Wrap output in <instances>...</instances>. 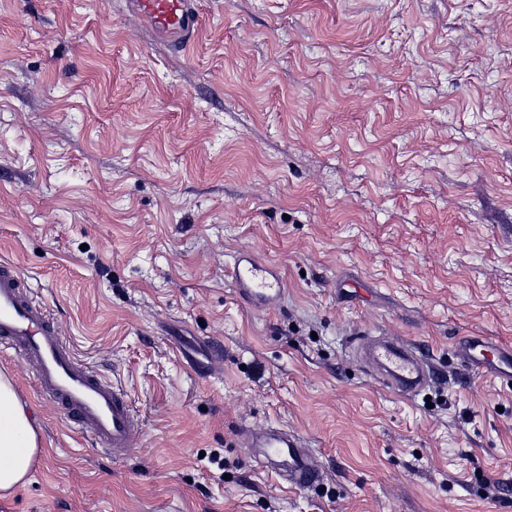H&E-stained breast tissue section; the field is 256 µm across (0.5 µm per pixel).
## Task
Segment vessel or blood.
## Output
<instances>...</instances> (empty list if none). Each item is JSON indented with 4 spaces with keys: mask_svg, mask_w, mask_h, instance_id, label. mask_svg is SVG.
I'll return each instance as SVG.
<instances>
[{
    "mask_svg": "<svg viewBox=\"0 0 512 512\" xmlns=\"http://www.w3.org/2000/svg\"><path fill=\"white\" fill-rule=\"evenodd\" d=\"M155 31L170 44L189 45L200 30L195 0H128ZM231 276L239 298L248 306L266 309L282 301L280 273L252 253H242ZM0 348L14 352L32 371L38 393L55 403L69 423L90 433L105 450L131 452L140 428L126 392L84 364L58 333L50 311L37 302L18 266L0 262ZM458 357L475 371L512 381V344L464 336L455 344ZM372 360L383 367L395 394L413 397L431 382V367L419 348L376 344ZM256 457L269 461L270 471L289 488L313 486L318 475L299 438L269 429L250 436Z\"/></svg>",
    "mask_w": 512,
    "mask_h": 512,
    "instance_id": "vessel-or-blood-1",
    "label": "vessel or blood"
}]
</instances>
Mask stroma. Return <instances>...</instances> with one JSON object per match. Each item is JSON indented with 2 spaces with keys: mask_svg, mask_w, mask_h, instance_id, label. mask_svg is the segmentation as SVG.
Wrapping results in <instances>:
<instances>
[{
  "mask_svg": "<svg viewBox=\"0 0 512 512\" xmlns=\"http://www.w3.org/2000/svg\"><path fill=\"white\" fill-rule=\"evenodd\" d=\"M197 6L176 49L127 0H0V262L142 421L102 450L0 349L39 446L0 512H512V384L451 350L512 343V0ZM382 338L433 384L391 394ZM266 427L315 486L253 462ZM239 298L248 306L266 309L282 301L280 273L250 252L242 253L231 270ZM250 448L255 449V460L269 459L270 470L277 478L288 484V488L301 489L313 486L318 475L310 464L302 441L288 436L280 429H269L250 436Z\"/></svg>",
  "mask_w": 512,
  "mask_h": 512,
  "instance_id": "obj_1",
  "label": "stroma"
}]
</instances>
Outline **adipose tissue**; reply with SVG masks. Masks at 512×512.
Segmentation results:
<instances>
[{"label": "adipose tissue", "instance_id": "obj_1", "mask_svg": "<svg viewBox=\"0 0 512 512\" xmlns=\"http://www.w3.org/2000/svg\"><path fill=\"white\" fill-rule=\"evenodd\" d=\"M38 436L12 379L0 372V496L29 482Z\"/></svg>", "mask_w": 512, "mask_h": 512}]
</instances>
